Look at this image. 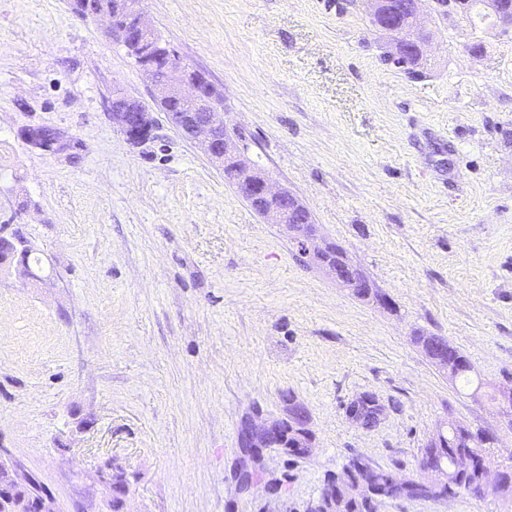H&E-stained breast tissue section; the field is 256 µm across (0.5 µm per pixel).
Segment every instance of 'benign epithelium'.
<instances>
[{"label":"benign epithelium","mask_w":512,"mask_h":512,"mask_svg":"<svg viewBox=\"0 0 512 512\" xmlns=\"http://www.w3.org/2000/svg\"><path fill=\"white\" fill-rule=\"evenodd\" d=\"M112 18L105 21V31L109 38L117 37L132 52L142 71L154 87L156 99L177 106L178 111L169 114L173 125L180 129L191 142L200 145L209 159L218 167L232 163L238 173L236 188L242 197L259 208L260 216L270 224H282L292 233V243L297 252L311 263L325 269L339 285L350 290L366 289L374 292L368 279L347 277V272L355 271L346 255H336L339 251L334 242L318 239L316 225L305 203L288 189L276 188L268 175L251 162L248 146L241 137L233 136L224 126L223 113L219 112L221 93L200 73H192L183 68V63L173 50L169 49L146 23L141 9V0H117ZM369 15L374 20V28L386 33L390 38L392 51L389 57L399 56V48L407 47L420 56L428 57L431 36H419L427 32L423 23L412 30H403L387 19L382 11V0H367ZM493 26L503 33L512 32V12L493 10L490 12ZM112 124L120 129L126 138L138 143L151 138L154 121L151 113L140 102L119 91L112 95L110 107ZM41 125H28L20 129V139L33 150L52 153L71 143L59 131H54L50 142L42 139ZM7 225L0 226V252L9 256V264L0 271L15 272L31 279L26 261L14 251L15 233L7 234ZM373 407L372 418L378 420L380 407L376 400L364 395L355 400L348 409L349 418L356 424L364 425L362 404ZM288 434V419L247 418L241 425L239 445L244 457L238 472V484L242 490L251 487L255 472L252 466L254 454L265 448H281ZM347 470L358 476L355 489L366 494L372 505L390 497L392 490L405 483L393 477L385 488L371 483L370 474L374 466L362 457L349 460ZM484 484L491 490L512 480V474L504 469L482 472ZM447 483V470L439 464H431L424 469V477L417 481L419 487L431 492Z\"/></svg>","instance_id":"7a95c632"}]
</instances>
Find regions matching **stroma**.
<instances>
[{"mask_svg": "<svg viewBox=\"0 0 512 512\" xmlns=\"http://www.w3.org/2000/svg\"><path fill=\"white\" fill-rule=\"evenodd\" d=\"M145 19L224 95V122L382 307L296 254L158 110L103 21L69 0H0V224L21 223L46 283L0 278V459L56 512H309L355 456L402 477L448 420L498 438L512 388V35L426 9V77L381 59L361 0H142ZM484 46L480 56L469 44ZM121 88L155 118L113 127ZM46 124L77 158L17 136ZM464 355L479 392L414 343ZM370 394V428L347 408ZM308 411L303 457L265 449L240 490L246 417ZM128 488L113 504L109 476ZM377 512H512L495 495L394 498ZM118 101H125L126 105L118 106ZM109 114L112 124L118 127L129 141L138 143L151 138L154 121L151 113L139 101L128 98L116 90L112 95Z\"/></svg>", "mask_w": 512, "mask_h": 512, "instance_id": "1", "label": "stroma"}]
</instances>
